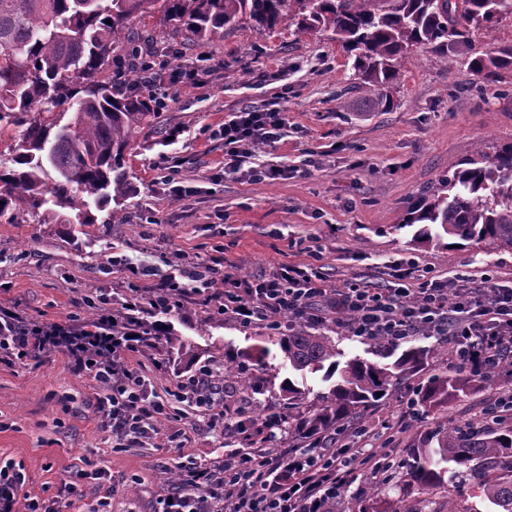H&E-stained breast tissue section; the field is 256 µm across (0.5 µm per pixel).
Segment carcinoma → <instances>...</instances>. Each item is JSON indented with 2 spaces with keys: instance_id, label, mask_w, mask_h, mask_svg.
Segmentation results:
<instances>
[{
  "instance_id": "carcinoma-1",
  "label": "carcinoma",
  "mask_w": 512,
  "mask_h": 512,
  "mask_svg": "<svg viewBox=\"0 0 512 512\" xmlns=\"http://www.w3.org/2000/svg\"><path fill=\"white\" fill-rule=\"evenodd\" d=\"M146 10L162 16L166 31L155 43L163 50L183 31L203 42L243 22L259 31L291 21L301 30L327 32L353 60L373 108L387 111V89L403 76L412 47L445 56L468 45L474 32L511 17L512 0H0V138L15 132L8 154L0 153V217L7 223L67 224L73 232L96 223L94 209L108 210V223H121L130 196L126 156L155 116V96L141 93L139 51L127 38L132 19ZM125 58L132 78L106 79ZM468 64L492 82L512 67V46ZM414 224L419 245L484 242L512 249V143L464 159L439 192L412 208L406 225ZM274 344L294 372L325 371L333 380L328 392L310 404L300 382L288 378L280 384L288 416L271 411L260 399L265 381L246 370L248 361L263 369L266 347L224 356V393L240 397V426L286 423L289 434L308 440L362 418L394 381L422 370L433 355L373 338L370 346L382 361L342 363L330 336L307 330ZM508 370L512 361L479 375L464 369L435 374L418 402L443 408ZM448 475L469 481L494 512H512V423L447 422L431 431L415 450L408 478L429 489L448 484ZM436 512L481 510L450 495Z\"/></svg>"
}]
</instances>
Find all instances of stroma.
I'll use <instances>...</instances> for the list:
<instances>
[{"mask_svg":"<svg viewBox=\"0 0 512 512\" xmlns=\"http://www.w3.org/2000/svg\"><path fill=\"white\" fill-rule=\"evenodd\" d=\"M211 57L171 93L163 112L138 134L126 158L133 190L122 224H88L70 234L64 224H10L0 218V302L17 304L39 322L65 318L76 297H97L122 287L123 275L104 274L113 255L146 262L142 282L156 270L206 260L214 247L244 279L265 278L281 264L320 268L328 283L356 280L375 288L390 279L387 262L415 258L440 277L458 282L489 275L512 282V250L480 243L458 248L415 246L405 220L411 204L435 190L476 146L491 152L512 143V69L494 82L471 72L465 54L434 57L414 51L390 91L392 107L371 111L354 89L351 62L327 35L281 26L259 32L249 25L200 43L184 36L163 56L164 70ZM272 106L288 114V135L263 147L262 159L294 168V177L261 183L211 179L224 165L217 132L229 113ZM179 166L191 191L171 199L160 190L156 166ZM165 331L185 338L186 355H168L152 340L140 360L157 390L177 373L228 353L268 346L278 329L244 326L186 298L159 314ZM410 344L433 350L425 369L394 384L364 417L399 459L411 461L427 432L444 421L477 422L502 386L483 385L447 407L409 414L418 389L450 372L448 343L419 335ZM88 381L58 357L28 366L0 365V460L23 465L26 491L48 500L77 470L102 468L111 482L83 480V497L69 512H157L179 462L216 459L245 448L235 429L204 431L192 418L161 421L179 443L163 450L115 451L89 407ZM398 483L375 486L358 477L341 491L336 512H403Z\"/></svg>","mask_w":512,"mask_h":512,"instance_id":"1","label":"stroma"}]
</instances>
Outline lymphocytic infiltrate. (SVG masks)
<instances>
[{"mask_svg":"<svg viewBox=\"0 0 512 512\" xmlns=\"http://www.w3.org/2000/svg\"><path fill=\"white\" fill-rule=\"evenodd\" d=\"M287 132L288 115L278 108H246L230 115L220 130L225 176L255 183L287 177V167L260 161L256 153L257 145H274ZM113 265L132 276L133 283L120 295L101 300L94 319L81 314L88 303L84 297L59 322L38 323L13 309H0V363L62 357L89 381L90 405L116 450L171 447L174 435L161 434L157 422L178 415L182 403L192 409L196 425L224 423V403L214 396L217 382L210 363L177 375L161 393L138 359L159 333L156 314L184 297L217 306L246 326L262 321L272 326L285 315L312 327L332 322L350 335L381 336L392 344L422 332L444 336L454 365L473 372L512 360V287L488 276L455 288L411 258L392 263L395 283L389 288L354 282L336 287L315 272L288 264L269 278L246 281L223 257L213 255L162 273L145 287L136 281L139 262L124 257ZM116 305L125 311L123 320L112 317ZM348 430L351 442L338 449L330 448L324 434L278 454L259 445L209 461L180 463L179 481L161 496L160 512H328V504L359 475L378 485L403 465L387 446L363 447V440L373 435L365 420L352 422ZM86 476L77 471L65 483L64 497L47 504L36 496L21 497L23 468L0 465V512H63Z\"/></svg>","mask_w":512,"mask_h":512,"instance_id":"lymphocytic-infiltrate-1","label":"lymphocytic infiltrate"}]
</instances>
